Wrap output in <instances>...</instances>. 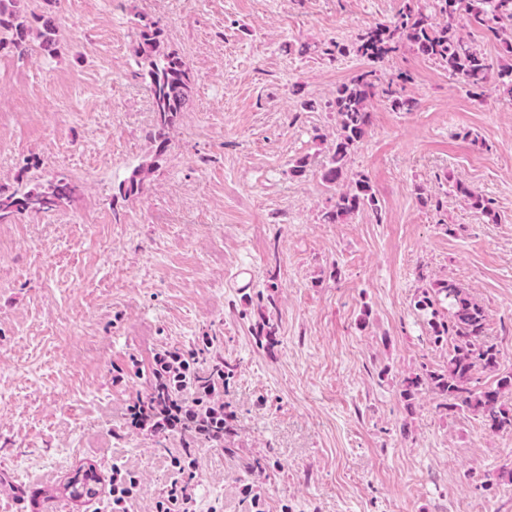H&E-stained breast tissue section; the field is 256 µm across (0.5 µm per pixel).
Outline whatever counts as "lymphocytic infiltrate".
<instances>
[{
  "instance_id": "f902f5d3",
  "label": "lymphocytic infiltrate",
  "mask_w": 512,
  "mask_h": 512,
  "mask_svg": "<svg viewBox=\"0 0 512 512\" xmlns=\"http://www.w3.org/2000/svg\"><path fill=\"white\" fill-rule=\"evenodd\" d=\"M151 392L128 405L130 425L145 431H179L189 439L205 438L213 447L224 445L230 428L219 395L224 391V368L217 365L211 376H200L194 351L173 348L153 358ZM175 472L167 495L156 512H198L191 479L197 467L192 448L173 457Z\"/></svg>"
}]
</instances>
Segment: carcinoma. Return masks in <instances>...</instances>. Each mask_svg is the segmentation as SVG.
I'll use <instances>...</instances> for the list:
<instances>
[{
  "mask_svg": "<svg viewBox=\"0 0 512 512\" xmlns=\"http://www.w3.org/2000/svg\"><path fill=\"white\" fill-rule=\"evenodd\" d=\"M60 0H43L41 11H25L24 0H0V49L9 48L26 55L38 48L54 53L57 40L56 8ZM458 20L500 43L512 57V0H429L415 7L409 3L389 23H379L360 33L347 46L332 41L321 48V56L334 61L354 53L367 62L351 79L336 87L328 102L336 113L337 136L334 151L322 165L321 177L330 186L346 188L336 194L331 209L323 214L326 224H339L361 211L379 213V201L369 178L350 172L351 156L364 138L370 124V100L382 95L396 112H412L417 102L403 94L410 75L399 71L386 85L380 84L377 65L408 48L417 55L446 67L448 74L475 92H482L491 80L512 94V64L492 73V64L468 41L457 35ZM163 28L155 21L141 24L135 55L148 64V91L155 113L153 138L163 153L166 131L173 126L188 101L191 77L182 57L164 47ZM153 164L141 165L120 185L125 195L142 189ZM455 190L471 200L474 209L493 221V201L474 192L461 181ZM77 187L65 176L57 175L47 183L20 186L13 190L0 187V223L22 212H47L73 204ZM414 308L428 326L429 340L435 344L451 343L448 361L439 370L422 369L404 379L401 397L410 402L422 390H431L445 399L449 411L478 416L492 431L512 432V373L497 379L496 385L484 386L478 372L499 371V350L485 335L487 313L464 288L442 280L421 291Z\"/></svg>",
  "mask_w": 512,
  "mask_h": 512,
  "instance_id": "carcinoma-1",
  "label": "carcinoma"
}]
</instances>
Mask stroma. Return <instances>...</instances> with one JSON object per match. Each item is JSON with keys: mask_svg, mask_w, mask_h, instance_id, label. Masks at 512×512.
<instances>
[{"mask_svg": "<svg viewBox=\"0 0 512 512\" xmlns=\"http://www.w3.org/2000/svg\"><path fill=\"white\" fill-rule=\"evenodd\" d=\"M401 5L62 0L57 56L0 50V185L63 174L81 193L0 223V512L23 496L38 512H85L74 479L112 512L116 465L138 481L129 512H155L182 439L127 428L125 413L170 347L197 349L199 373L217 354L233 369L235 432L196 451L201 512H512L498 476L512 432L448 413L431 392L400 396L448 358L414 311L429 281L473 294L512 373V97L492 84L474 97L402 52L385 69L412 72L418 106L375 97L351 158L381 213L322 221L336 194L320 178L336 139L327 103L364 63L299 46L350 43ZM144 17L189 67L190 102L142 192L124 197L119 184L156 149L133 52ZM301 157L308 172L291 176ZM458 180L492 199L496 221ZM264 313L274 338L256 333ZM454 187L457 193H460L472 201L471 205L474 209L480 211V213L489 220L495 221L496 212L492 207V200L476 194L468 185L461 181H456Z\"/></svg>", "mask_w": 512, "mask_h": 512, "instance_id": "35a3bbf8", "label": "stroma"}]
</instances>
